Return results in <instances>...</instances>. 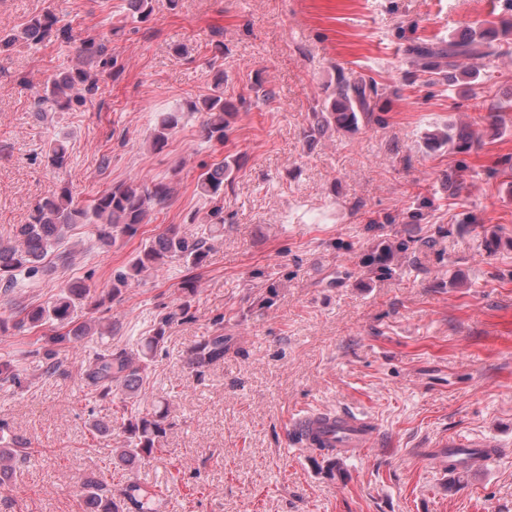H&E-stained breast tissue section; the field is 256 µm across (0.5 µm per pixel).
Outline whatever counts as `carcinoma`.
I'll return each mask as SVG.
<instances>
[{"instance_id":"obj_1","label":"carcinoma","mask_w":512,"mask_h":512,"mask_svg":"<svg viewBox=\"0 0 512 512\" xmlns=\"http://www.w3.org/2000/svg\"><path fill=\"white\" fill-rule=\"evenodd\" d=\"M136 19L145 22L154 11L153 0H128ZM59 19L51 12L33 15L19 30H0V54L8 52L18 41H43L56 37L64 42L74 39L73 28L58 26ZM499 32L492 21L484 22L477 34L447 43L417 42L407 49L414 70L405 73V80L412 84L418 74L428 76V81L441 80L456 83L459 80L478 78L477 71L464 66L462 60L489 56L500 51ZM116 66L114 56L108 53L105 42L92 35L81 40L79 61L67 71L49 80L39 96L42 108L67 112L82 107L99 91L100 75ZM379 98L378 83L370 77L351 80L344 71H339L336 93L323 107L312 113L313 124L309 133L322 132L333 126L338 130L352 132L358 129L359 121H381L375 114ZM205 118L201 123V136L207 143L224 144L230 130L236 107L224 101V93H214L203 99ZM183 113L164 112L157 118L152 137V147L162 149L168 137L179 125ZM434 146H448V150L463 152L470 148L469 134L453 125L428 137ZM48 162L62 168L67 162V148L60 140L50 143L46 151ZM232 166L229 161L216 163L197 179L201 196L212 203L208 213V224L200 234H188L180 226L171 224L146 244L132 261L129 270L116 277L109 298L120 293V288L152 269L162 271L170 260L183 262L189 268L200 266L206 254L209 238L224 226V182L229 180ZM171 196V187L163 182L152 185L136 180L122 182L100 192L89 207H84L73 196L69 186H61L37 199L32 207L30 221L19 224L13 237L0 241V291L6 293L26 279H34L41 271L42 262L52 255L64 266L69 253L56 250L76 224H92L98 247H112L120 237H134L141 224L145 223L154 206H164ZM183 299L174 309L165 312L159 319L153 335L143 339L139 353L132 354L125 348H114L101 344L86 359L82 380L87 395L96 403L116 406L112 419L100 420L89 414L88 431L96 439L112 438V431L119 430L126 438L122 448L111 449L113 465L128 469L144 461L162 448L166 436L168 409L155 407L131 410L128 403L138 398L148 379L147 361L153 359L161 349L166 329L178 320L190 316L192 301L197 292L193 278L182 282ZM90 298V288L79 282L71 283L51 302L24 308L15 322L18 329H38L49 326L50 343L42 345L30 354L40 359L44 372L52 375L61 369L58 346L74 344L85 336L95 334L89 323L73 326L72 313L77 305ZM224 359V335L205 336L188 353L186 364L199 376L209 365ZM18 385L20 377L12 360L0 361V386ZM30 455L28 442L13 433L9 425L0 422V477L12 474L27 461ZM84 512H156L162 491L140 492L137 486H128L121 494L112 493V484L102 474L91 473L82 481Z\"/></svg>"}]
</instances>
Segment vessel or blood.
Instances as JSON below:
<instances>
[{
	"mask_svg": "<svg viewBox=\"0 0 512 512\" xmlns=\"http://www.w3.org/2000/svg\"><path fill=\"white\" fill-rule=\"evenodd\" d=\"M289 432L296 448L320 445L345 454L362 453L379 436L375 421L349 412H311L291 419ZM495 453L490 444L473 447L461 441L450 443L448 471L456 474L484 466Z\"/></svg>",
	"mask_w": 512,
	"mask_h": 512,
	"instance_id": "vessel-or-blood-1",
	"label": "vessel or blood"
}]
</instances>
